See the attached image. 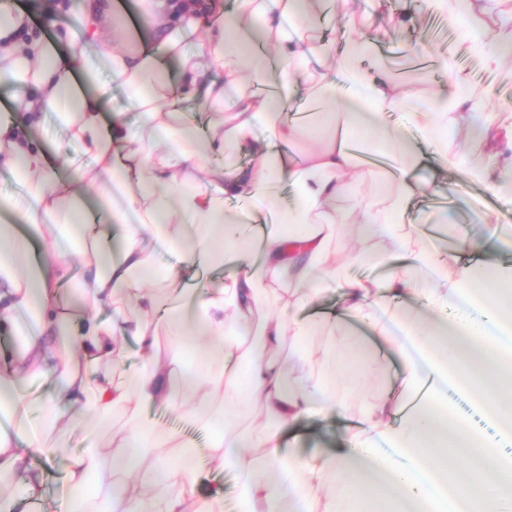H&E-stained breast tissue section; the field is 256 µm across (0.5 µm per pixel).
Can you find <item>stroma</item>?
I'll return each instance as SVG.
<instances>
[{
    "mask_svg": "<svg viewBox=\"0 0 512 512\" xmlns=\"http://www.w3.org/2000/svg\"><path fill=\"white\" fill-rule=\"evenodd\" d=\"M31 13L34 28L45 36L73 29L77 26L82 0H66L64 8L45 12L43 0H20ZM337 18L352 17L356 31L376 37L384 48L401 50L413 40L416 32L424 31L430 13L424 0H394L392 9L379 7L375 0H337ZM446 45L436 46L437 55L447 58L472 82L485 97L488 109L500 113L502 119L512 118V76L507 72L488 70L470 53L460 37L457 27L447 25ZM480 119L469 112L453 116L451 136L447 141L449 154L466 152L471 162L490 167L497 174H504L508 162L512 161V146L504 138L483 139L479 133ZM405 164L417 166L421 192L419 204H428L430 198L444 196L448 204L460 213L457 223L451 224L450 232L488 233L491 224L512 220V202L505 195L493 193L485 183L468 178L462 172L450 168L440 169L418 134L410 136V154ZM397 179L380 182L375 170L363 167L359 170V181L354 193L338 196L334 202L336 210L342 212L347 222L335 239L332 248L337 264L349 267L353 276L365 279L382 275V268H361L354 259L361 253H375L386 260L405 263L409 252L420 247L416 224H408L404 236L393 239L387 236L368 235L358 222V212L363 208L380 210L388 203V194L396 190ZM481 210L483 223L469 221L471 210ZM336 333L357 338L364 348L374 355L369 368L356 370L341 359L342 345L332 343L327 331L317 330L309 337L306 352H298L292 336H285L276 357L285 373L296 376L306 365L319 364L325 355H336V380L347 397L344 414L316 415L300 419L282 433V446L306 461H315L327 453H339L346 448L349 439L361 426L363 414L372 406H385L391 423H399V406L408 398L409 391L402 382V359L390 348L372 325L348 318L338 323ZM147 423L180 433L185 447L194 449L197 463V491L206 495L211 486L224 487V512H239L241 486L234 466L215 469L210 462V449L205 430L193 420L178 416L161 406L148 408L144 413ZM107 434L96 430H77L60 437L62 452L50 458L34 457L37 472L46 476L44 485L45 512H56L66 490L65 473L69 454L88 446L106 442Z\"/></svg>",
    "mask_w": 512,
    "mask_h": 512,
    "instance_id": "1",
    "label": "stroma"
}]
</instances>
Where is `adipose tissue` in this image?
Returning a JSON list of instances; mask_svg holds the SVG:
<instances>
[{
  "instance_id": "adipose-tissue-1",
  "label": "adipose tissue",
  "mask_w": 512,
  "mask_h": 512,
  "mask_svg": "<svg viewBox=\"0 0 512 512\" xmlns=\"http://www.w3.org/2000/svg\"><path fill=\"white\" fill-rule=\"evenodd\" d=\"M326 0H233L216 12L213 0H140V24L156 39L143 43L121 28L117 41L100 37L111 10L87 0L79 23L83 40L63 31L34 35L29 15L0 0V83L12 91L0 111V167L22 190L1 198L0 211L28 227L18 234L0 225V333L15 337L9 364L0 369V512L39 502L43 479L30 454L52 456L53 434L90 423L109 426L123 413L127 427L109 445L70 456L69 495L60 512H224V489H210L197 508L196 469L178 433L141 420L160 405L200 422L217 464L241 476L243 512H352L355 496L371 512H512V455L474 432L448 408L446 392L463 393L512 437V289L494 287L496 269L477 279L467 265L450 288L434 251L420 249L409 266L387 265L377 280L348 277L336 267L331 241L344 216L333 202L352 186L355 156L347 140L368 127L371 143L399 145L403 131L384 124L400 110L440 161L454 168L466 155L448 157V117L474 112L478 98L457 71L448 94L421 109L408 100L376 40L340 28L343 48L311 28ZM447 17L497 70L512 58V30L486 37L463 0H426ZM376 61L368 76L367 57ZM106 66L141 116L136 132L106 120L110 87L88 88ZM355 88L358 107L341 118L324 115L313 150L303 140L310 123L292 119L300 102H323ZM54 113L62 134L89 160L61 157L46 147L18 113ZM70 169L63 179L62 169ZM97 193L89 206L86 193ZM418 188L402 178L379 213L361 210L360 223L399 235ZM19 223V224H20ZM334 284L342 308L318 309L322 289ZM413 292L439 317L411 321L398 310ZM292 299L289 323L270 317L269 305ZM134 303L138 315L125 331L101 312ZM451 320H443V313ZM377 327L403 359L411 391L430 398L399 427L384 408L366 413L363 431L348 451L304 463L283 452L278 427L323 412L340 413L331 361L288 380L274 358L285 332L297 341L344 314ZM134 336L147 355L130 378L114 381L121 335ZM206 340L195 370L181 354L192 337ZM186 377L199 394L178 401L174 382ZM51 381L42 395L37 383ZM258 402L273 430L252 435L241 426ZM175 448L174 461L158 464L153 482L113 481L134 472L158 449ZM265 451L261 469L242 457Z\"/></svg>"
}]
</instances>
